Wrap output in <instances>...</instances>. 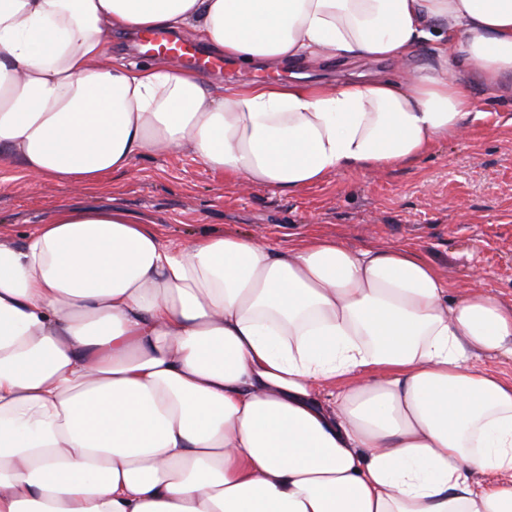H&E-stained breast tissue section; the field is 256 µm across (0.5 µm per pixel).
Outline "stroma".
Here are the masks:
<instances>
[{
    "label": "stroma",
    "instance_id": "35a3bbf8",
    "mask_svg": "<svg viewBox=\"0 0 512 512\" xmlns=\"http://www.w3.org/2000/svg\"><path fill=\"white\" fill-rule=\"evenodd\" d=\"M294 72L338 83L362 69L338 61L258 69L266 82L289 80ZM474 93L482 114L464 141L438 144L413 164L378 176L339 172L290 196L238 193L186 154L141 157L133 174L82 193L53 180L32 183L16 165L0 162V234L20 238L56 209L74 205L118 206L179 240L238 231L284 248L295 235L315 230L355 249L414 246L454 288L468 285L473 268H484L486 287L511 302L512 99L480 86Z\"/></svg>",
    "mask_w": 512,
    "mask_h": 512
}]
</instances>
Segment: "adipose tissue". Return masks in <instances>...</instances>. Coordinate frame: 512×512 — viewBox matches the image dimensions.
I'll return each mask as SVG.
<instances>
[{
	"label": "adipose tissue",
	"instance_id": "ef3b65f1",
	"mask_svg": "<svg viewBox=\"0 0 512 512\" xmlns=\"http://www.w3.org/2000/svg\"><path fill=\"white\" fill-rule=\"evenodd\" d=\"M241 65L410 59L224 85L109 34ZM512 80V0H0V159L80 190L187 153L242 191L412 163ZM418 250L318 233L171 246L124 209L0 237V512H512V301ZM184 37L193 39V42L197 43L191 36ZM184 37L175 38L163 30L144 29L141 31L140 45L144 53L156 55H142L135 34L128 37L127 33L112 35L108 39V51L111 55L113 53V55L123 56L126 62L133 64L148 63L161 54L172 56L168 58L182 66H184L182 60H184L204 76L224 67V60H212L198 55L195 44L188 39H183ZM197 45L199 47L198 43Z\"/></svg>",
	"mask_w": 512,
	"mask_h": 512
}]
</instances>
